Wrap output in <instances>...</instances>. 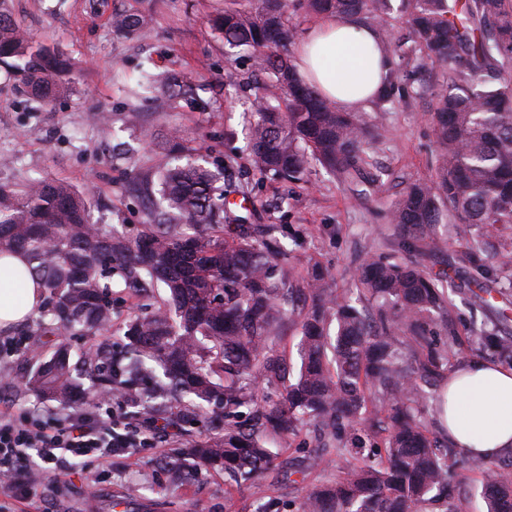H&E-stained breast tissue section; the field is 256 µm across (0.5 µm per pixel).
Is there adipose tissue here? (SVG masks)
I'll list each match as a JSON object with an SVG mask.
<instances>
[{"mask_svg": "<svg viewBox=\"0 0 512 512\" xmlns=\"http://www.w3.org/2000/svg\"><path fill=\"white\" fill-rule=\"evenodd\" d=\"M296 63L336 109L354 112L379 93L389 53L373 27L329 15L300 41ZM42 299L41 282L26 262L0 254V331L35 316ZM443 395L440 421L462 454L492 462L512 453V368L468 361L449 373Z\"/></svg>", "mask_w": 512, "mask_h": 512, "instance_id": "obj_1", "label": "adipose tissue"}]
</instances>
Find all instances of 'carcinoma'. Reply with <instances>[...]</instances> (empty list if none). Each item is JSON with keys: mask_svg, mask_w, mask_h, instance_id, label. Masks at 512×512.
Wrapping results in <instances>:
<instances>
[{"mask_svg": "<svg viewBox=\"0 0 512 512\" xmlns=\"http://www.w3.org/2000/svg\"><path fill=\"white\" fill-rule=\"evenodd\" d=\"M133 2L112 15V26L142 39L152 18ZM304 6L311 18L336 14L380 25L387 0ZM287 11L288 0H253L213 20L224 42L249 52L266 77L247 135L255 168L300 181L315 162L342 184L378 181L380 174L364 168L378 127L336 110L301 79L287 52L296 34ZM405 24L409 36L396 44L379 102L394 99L403 77L437 70V88L418 82V92L431 96L437 172L381 203L380 213L403 243L429 251L442 247L438 225L467 224L475 232L459 243L464 258L486 253L512 268V0H408ZM0 67L16 78L19 93L44 104L64 91L73 71L60 52L32 45L7 0H0ZM139 87L160 112L183 103L210 109L181 73L151 74ZM154 140L151 163L133 169L128 185L143 208L134 237L94 223L86 198L64 181L32 178L20 190L0 184V252L26 256L46 293L25 334L90 336L110 325L115 273L133 297L150 299L160 283L168 290L152 315L130 317L124 352L88 349L84 364L93 379L78 409L112 387L129 390L132 405L141 406L136 387L152 365L163 379L149 392V414L191 425L206 405L223 411L224 428L184 454L237 482L273 464L267 436L286 437L307 418L319 420L325 446L344 464L288 502L290 512H427L437 501L440 512H464L455 491L472 464L488 512H512V462L471 461L447 437H430L421 411L455 344L451 333L444 348L435 339L447 274L372 257L358 271V299L338 303L328 272L296 271L274 226L249 224L231 207L222 159L213 170L179 164L182 145ZM186 225L195 232L186 234ZM290 320L300 335L296 372L277 350ZM482 340L512 359V341L492 332ZM25 385L63 404L80 390L63 348ZM369 400L383 435L364 423Z\"/></svg>", "mask_w": 512, "mask_h": 512, "instance_id": "cac0c4a2", "label": "carcinoma"}]
</instances>
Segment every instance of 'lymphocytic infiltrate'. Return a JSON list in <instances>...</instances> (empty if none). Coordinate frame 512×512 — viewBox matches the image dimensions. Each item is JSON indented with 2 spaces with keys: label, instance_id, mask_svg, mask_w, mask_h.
<instances>
[{
  "label": "lymphocytic infiltrate",
  "instance_id": "1",
  "mask_svg": "<svg viewBox=\"0 0 512 512\" xmlns=\"http://www.w3.org/2000/svg\"><path fill=\"white\" fill-rule=\"evenodd\" d=\"M137 445L135 433L113 416L82 413L61 420L0 409V512L16 492L35 498L41 474L61 476L75 465L107 461Z\"/></svg>",
  "mask_w": 512,
  "mask_h": 512
}]
</instances>
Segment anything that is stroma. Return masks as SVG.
<instances>
[{
  "mask_svg": "<svg viewBox=\"0 0 512 512\" xmlns=\"http://www.w3.org/2000/svg\"><path fill=\"white\" fill-rule=\"evenodd\" d=\"M128 0H11L15 20L36 44L57 48L73 63L70 90L50 104L17 93L15 81L0 68V183L20 185L36 177L64 180L86 194L91 216L107 229L136 234L142 222L139 202L126 190L127 172L144 164L152 145L140 128L173 132L182 144L202 152L219 150L224 157V182L238 198L250 201L252 223L272 224L292 251L298 271L318 264L331 279L336 298L355 287V272L367 257L377 255L405 261L409 253L401 240L378 218L381 201L397 198L407 183L430 178L435 159V131L428 98L404 91L401 98L378 111L368 104L364 113L380 126V138L368 151L370 168L380 169V185L348 186L336 182L319 165L304 180L287 182L257 172L246 148L258 77L250 57L225 46L210 20L232 6L233 0H142L150 12L149 39H130L112 29V14ZM167 68L195 81L198 94L212 103L210 112L189 106L158 112L130 90L144 72ZM137 110L138 126L127 122ZM93 112L109 117L104 125L88 120ZM448 241L439 252L424 256L425 271L450 273L458 290L453 294L452 327L462 347L452 364L479 358L492 360L481 349L479 329L512 340V270L486 263L484 268L462 261L457 242L470 237L465 224L442 226ZM156 300L135 302L112 282L113 327L101 337L114 348L125 347L123 322L131 308L152 313ZM89 336H47L39 354L21 351L0 366V406L23 414L48 413L65 419L74 406L39 400L23 385L22 376L38 362L48 361L62 346L70 362L80 365ZM111 410L128 427L147 432L152 442L132 455L113 456L110 463L90 462L72 470L61 482L47 481L39 505L10 502L12 512H254L258 498L274 499L278 512L298 491L329 479L338 463L334 453L317 447L312 426L301 427L287 442L272 437L274 466L260 472L254 484L236 483L227 474L198 469L182 457L192 440L217 432L222 420L200 415L187 433L172 426L147 423L130 402L118 399ZM178 461L191 480L178 478L166 461Z\"/></svg>",
  "mask_w": 512,
  "mask_h": 512,
  "instance_id": "1",
  "label": "stroma"
}]
</instances>
